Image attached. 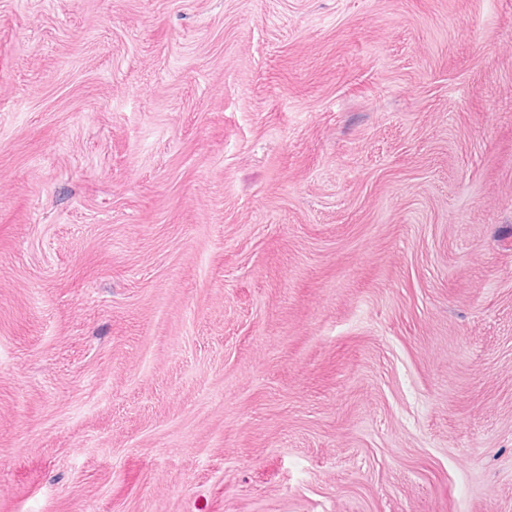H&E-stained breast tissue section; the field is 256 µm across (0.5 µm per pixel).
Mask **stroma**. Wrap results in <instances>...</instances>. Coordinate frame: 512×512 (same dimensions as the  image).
I'll use <instances>...</instances> for the list:
<instances>
[{"mask_svg":"<svg viewBox=\"0 0 512 512\" xmlns=\"http://www.w3.org/2000/svg\"><path fill=\"white\" fill-rule=\"evenodd\" d=\"M0 512H512V0H0Z\"/></svg>","mask_w":512,"mask_h":512,"instance_id":"stroma-1","label":"stroma"}]
</instances>
